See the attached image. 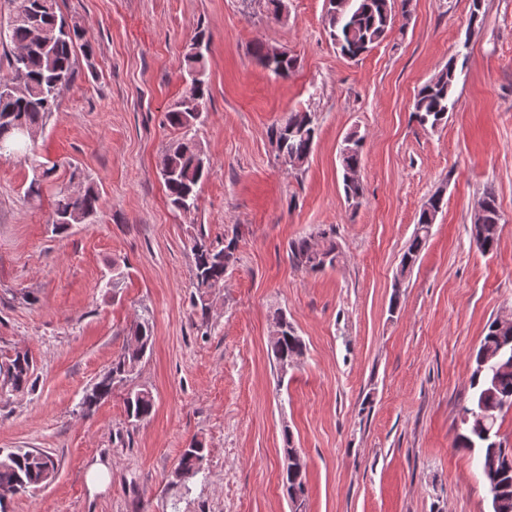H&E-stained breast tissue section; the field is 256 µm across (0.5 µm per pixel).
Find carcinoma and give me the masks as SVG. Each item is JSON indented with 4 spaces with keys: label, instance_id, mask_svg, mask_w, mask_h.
Returning <instances> with one entry per match:
<instances>
[{
    "label": "carcinoma",
    "instance_id": "carcinoma-1",
    "mask_svg": "<svg viewBox=\"0 0 512 512\" xmlns=\"http://www.w3.org/2000/svg\"><path fill=\"white\" fill-rule=\"evenodd\" d=\"M409 3L410 0H328L325 30L342 56L356 59L387 39L394 26L396 8L406 13ZM10 4L3 38L13 48L22 50V54L9 58V77L0 80V126L15 122L36 137L43 130L46 119L57 109L62 92L77 75L75 41L78 30L57 11L56 0H10ZM203 40L201 33L184 55L185 72L189 77L186 92L166 113L168 124L180 131L181 137L169 145L160 165V176L171 205L188 214L198 209L199 187L210 169V161L194 135L207 95L205 58L198 51ZM252 55L265 68L283 78L296 65V59L291 55L270 58L266 43L261 41L253 44ZM457 80L458 55L455 54L418 89L414 97L413 116L421 126L437 128L456 108ZM318 132L315 113L305 110L290 112L272 124L268 136L280 139L284 156L304 163L314 150ZM362 144L363 137L352 131L340 147L344 193L356 204L363 197V185L360 181L349 180L348 173L362 165ZM481 205V215L472 216L470 233L477 249L487 255L496 251L499 243L501 213L494 189L483 192ZM442 208L443 198L436 194L422 206L413 236L401 259L399 278H405L416 264L429 237L431 224L435 223ZM99 209L100 196L93 185L82 188L77 196L61 189L53 201L51 224L57 232L75 224H89ZM237 245L235 234L224 238L221 245L207 241L201 232L190 234L192 287L203 321L207 320L205 298L224 288L226 272L236 262ZM288 249L292 262L308 273L322 272L337 263V243L331 228H319L294 239ZM272 327L280 331L279 338L268 341V350L276 364L305 356L306 344L285 314L275 313ZM153 333L154 325L148 317L139 318L129 326L123 351L83 396V411L91 412L110 397L115 388L125 387V408L131 421L139 422L153 414L155 400L152 392L130 386L150 352ZM33 367V358L27 351L16 350L9 356L0 357V392H21L33 385ZM470 386L473 390L471 406L464 408L461 431L456 440L461 447L478 451L485 482H493L495 473L500 475L498 486L502 490L503 505L493 512H512V448L504 447L500 442L493 443L498 437L495 427L503 410L502 399L512 400V324L500 327L494 320L489 322L474 355ZM284 443L288 466L283 469V488L290 500H295L297 493L304 500L307 495L306 468L302 467L304 457L294 454L292 436L288 432L284 434ZM204 451L200 440L191 442L183 450L174 472L176 482L185 486L189 482L188 475L197 476L204 472ZM56 470L57 461L48 452L0 451V491L25 494L49 484Z\"/></svg>",
    "mask_w": 512,
    "mask_h": 512
}]
</instances>
